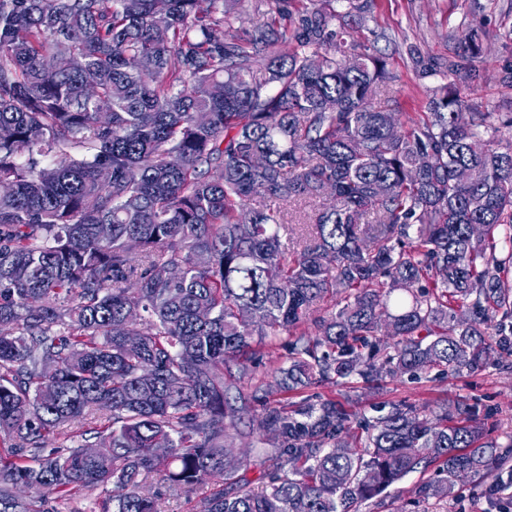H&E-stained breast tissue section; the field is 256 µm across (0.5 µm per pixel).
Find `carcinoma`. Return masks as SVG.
Instances as JSON below:
<instances>
[{
	"label": "carcinoma",
	"mask_w": 512,
	"mask_h": 512,
	"mask_svg": "<svg viewBox=\"0 0 512 512\" xmlns=\"http://www.w3.org/2000/svg\"><path fill=\"white\" fill-rule=\"evenodd\" d=\"M338 1L369 10L309 0L290 24L292 0H254L245 27L238 0H0V512H161L151 473L185 495L214 480L196 512H359L432 462L420 502L462 472L497 484L512 438L483 442L461 399L390 405L361 453L336 401L269 406L265 486L224 463L256 336H296L285 392L512 355V139L459 90L488 48L459 38L401 121L372 105L387 59L336 28Z\"/></svg>",
	"instance_id": "carcinoma-1"
}]
</instances>
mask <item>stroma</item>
Masks as SVG:
<instances>
[{
  "label": "stroma",
  "mask_w": 512,
  "mask_h": 512,
  "mask_svg": "<svg viewBox=\"0 0 512 512\" xmlns=\"http://www.w3.org/2000/svg\"><path fill=\"white\" fill-rule=\"evenodd\" d=\"M461 26L493 37L488 56L475 63L479 78L461 86V95L481 102L484 111L495 116L512 113V83L503 80L512 68V0H374L365 17H346L344 27L358 43L379 49L388 58L391 80L375 97V106L394 109L402 120L425 111L432 89L442 79L413 69L408 50L413 47L423 56L440 60L454 58L457 43L448 34ZM293 341L284 332L253 344L252 367L239 384L248 409L237 422L232 445L243 461L240 474L253 488L262 487L263 475L272 464L271 449L255 428L269 406L332 399L360 422L374 417L380 405L405 403L429 412L463 399L484 420L487 439L503 443L512 437V362H501L498 353H491L484 370L471 374L437 367L417 379L398 374L373 385L357 378L330 380L287 393L277 386L275 372L287 366ZM435 473L431 466L409 475L398 484V497L368 502L361 512H413L418 486Z\"/></svg>",
  "instance_id": "35a3bbf8"
}]
</instances>
